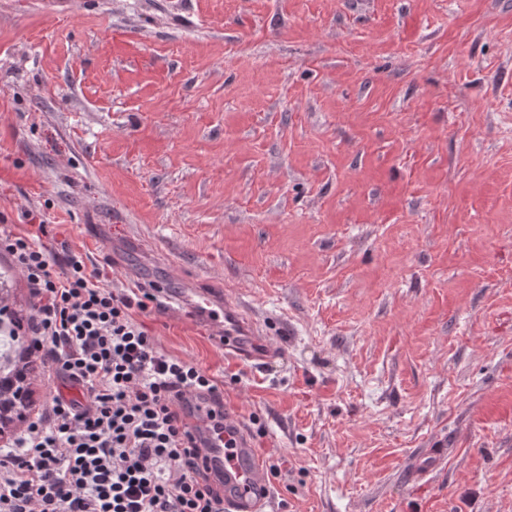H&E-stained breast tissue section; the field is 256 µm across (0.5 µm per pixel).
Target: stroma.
Here are the masks:
<instances>
[{
	"instance_id": "1",
	"label": "stroma",
	"mask_w": 512,
	"mask_h": 512,
	"mask_svg": "<svg viewBox=\"0 0 512 512\" xmlns=\"http://www.w3.org/2000/svg\"><path fill=\"white\" fill-rule=\"evenodd\" d=\"M33 213L112 288L190 279L270 336L258 368L144 316L271 512H512V0H0V226ZM444 451L429 450L419 453L411 462V473L418 477L424 478L438 470L445 460Z\"/></svg>"
}]
</instances>
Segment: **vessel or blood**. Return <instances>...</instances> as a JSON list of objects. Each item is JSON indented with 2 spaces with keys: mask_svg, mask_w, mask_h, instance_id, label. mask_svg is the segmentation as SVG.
<instances>
[{
  "mask_svg": "<svg viewBox=\"0 0 512 512\" xmlns=\"http://www.w3.org/2000/svg\"><path fill=\"white\" fill-rule=\"evenodd\" d=\"M167 301L195 323L213 331L225 351L234 359L252 365L268 363L275 350L241 303L228 294L189 285L166 291ZM207 395L193 393L181 402L190 431L200 451V462L208 474L223 483L226 512H267L269 477L266 465L253 452L248 432L233 412H225L223 430L213 429L205 420L214 408ZM234 436V447H225L226 436ZM445 460L441 451H424L411 462L412 474L424 478L438 470Z\"/></svg>",
  "mask_w": 512,
  "mask_h": 512,
  "instance_id": "obj_1",
  "label": "vessel or blood"
}]
</instances>
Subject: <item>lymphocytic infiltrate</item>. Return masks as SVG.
Here are the masks:
<instances>
[{"instance_id": "obj_1", "label": "lymphocytic infiltrate", "mask_w": 512, "mask_h": 512, "mask_svg": "<svg viewBox=\"0 0 512 512\" xmlns=\"http://www.w3.org/2000/svg\"><path fill=\"white\" fill-rule=\"evenodd\" d=\"M0 254L33 299L10 333L63 387L0 445V512H224L178 409L217 381L158 348L106 268L2 229Z\"/></svg>"}]
</instances>
